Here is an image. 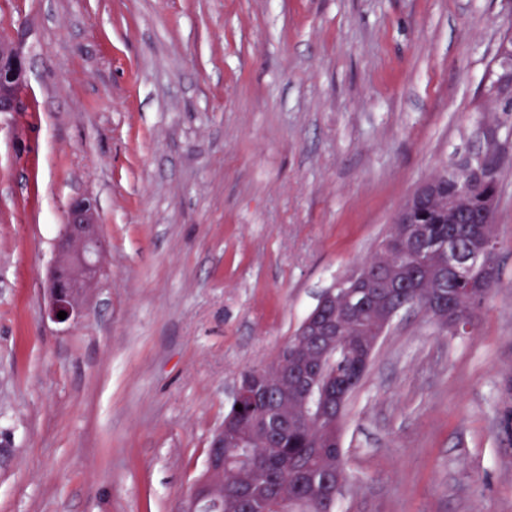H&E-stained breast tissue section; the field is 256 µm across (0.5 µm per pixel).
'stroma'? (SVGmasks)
Masks as SVG:
<instances>
[{"label":"stroma","mask_w":512,"mask_h":512,"mask_svg":"<svg viewBox=\"0 0 512 512\" xmlns=\"http://www.w3.org/2000/svg\"><path fill=\"white\" fill-rule=\"evenodd\" d=\"M512 0H0V512H177L241 375L375 255L415 189L505 158L470 331L401 312L351 394L336 512H512ZM109 250L47 316L73 198ZM504 48L501 52L504 56L499 59L494 68L489 71L488 83L484 86V94L496 101L501 112H512V76L510 84L505 87L500 85L501 74L506 71L512 73V28L508 29L498 47V51ZM24 43L21 33L0 40V112H19L25 105Z\"/></svg>","instance_id":"1"}]
</instances>
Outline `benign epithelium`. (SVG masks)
Returning <instances> with one entry per match:
<instances>
[{
    "instance_id": "obj_1",
    "label": "benign epithelium",
    "mask_w": 512,
    "mask_h": 512,
    "mask_svg": "<svg viewBox=\"0 0 512 512\" xmlns=\"http://www.w3.org/2000/svg\"><path fill=\"white\" fill-rule=\"evenodd\" d=\"M24 37L18 34L10 39L0 40V112H19L25 105L27 90L24 65ZM486 156H496L505 162L501 154L494 151L477 152L467 156L463 166L468 168V182L461 184L459 196L440 199L436 182H423L410 196L394 218V223L405 224V233H419L408 225L416 223L415 212L438 199L442 200L448 222L456 220L460 210L467 204L471 187L491 181L495 171L479 163ZM495 199L485 196L479 203L478 222H493ZM497 241L483 236L474 240L466 254H461L456 242L450 241L437 247L439 262L432 277L439 279L447 271L467 284L468 290L477 298L484 296L497 279L495 252ZM108 242L99 230L95 213L89 203L83 200L73 202L68 210L65 224L57 240V259L48 280L50 315L58 320V312L67 313L65 321H74L83 313V296L97 277L100 261L107 252ZM413 253H398L396 271L405 270L410 276L396 278L387 271L370 270L358 272L344 281L340 288H329L321 295L316 307L304 319L300 335L323 336L311 357L305 362L292 359L276 360L270 365L252 373H244L234 393L233 404L237 405L254 397L253 384L262 381L268 391L282 387L291 377L318 379L335 370L340 348L336 346V322L329 319L326 310L344 300L356 316L366 313L375 315L374 335L376 339L366 350L364 361L370 362L383 336L389 331L399 315L403 296L412 288H419V274L415 272ZM426 308L434 319L455 334L466 331L474 319V312L466 314L448 313L443 292L432 295ZM309 391L313 399H304L292 423L298 425L311 419L326 423L341 440L342 413L345 397L334 396L331 392L312 385ZM250 441L237 440L233 452L234 468L247 475H253L255 468L249 455ZM219 503L224 499V463L207 461L205 473L200 476L184 500L178 512H209L204 506L205 498Z\"/></svg>"
}]
</instances>
